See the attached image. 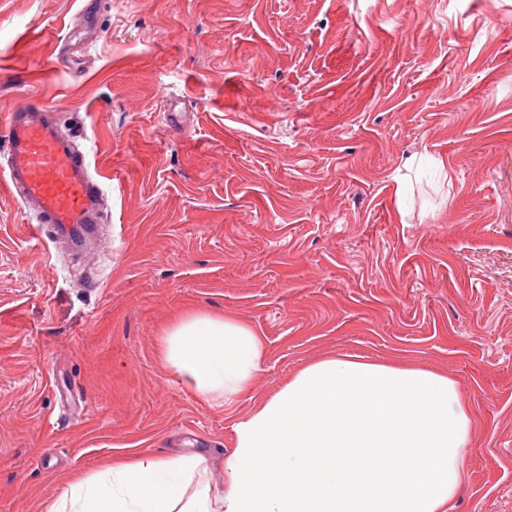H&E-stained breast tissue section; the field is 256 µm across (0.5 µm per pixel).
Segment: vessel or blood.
I'll use <instances>...</instances> for the list:
<instances>
[{"label":"vessel or blood","mask_w":512,"mask_h":512,"mask_svg":"<svg viewBox=\"0 0 512 512\" xmlns=\"http://www.w3.org/2000/svg\"><path fill=\"white\" fill-rule=\"evenodd\" d=\"M7 183L36 217V234L82 241L98 221L101 187L84 152L46 119L42 105L16 108L7 121Z\"/></svg>","instance_id":"b4317fda"}]
</instances>
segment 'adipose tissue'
<instances>
[{
	"mask_svg": "<svg viewBox=\"0 0 512 512\" xmlns=\"http://www.w3.org/2000/svg\"><path fill=\"white\" fill-rule=\"evenodd\" d=\"M160 353L187 390L228 408L250 396L267 345L245 322L186 309ZM473 424L446 375L335 356L235 422L223 488L201 456L122 454L71 474L45 512H448Z\"/></svg>",
	"mask_w": 512,
	"mask_h": 512,
	"instance_id": "obj_1",
	"label": "adipose tissue"
}]
</instances>
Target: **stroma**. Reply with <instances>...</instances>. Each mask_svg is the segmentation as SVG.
<instances>
[{
    "label": "stroma",
    "instance_id": "obj_1",
    "mask_svg": "<svg viewBox=\"0 0 512 512\" xmlns=\"http://www.w3.org/2000/svg\"><path fill=\"white\" fill-rule=\"evenodd\" d=\"M31 100L107 219L73 254L0 180V512L130 450L223 483L234 422L345 354L455 380L448 512H512V0H0V167ZM187 307L266 340L231 408L161 362Z\"/></svg>",
    "mask_w": 512,
    "mask_h": 512
}]
</instances>
